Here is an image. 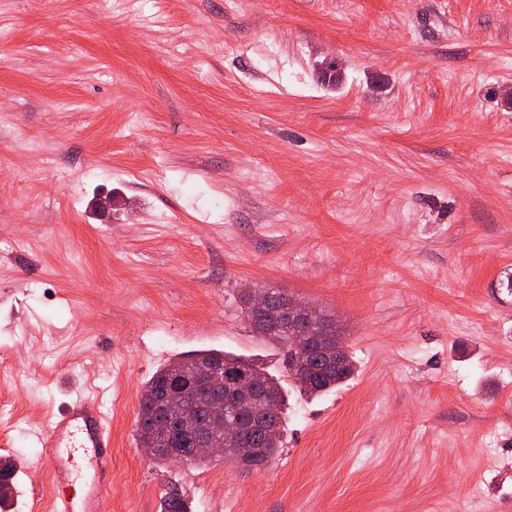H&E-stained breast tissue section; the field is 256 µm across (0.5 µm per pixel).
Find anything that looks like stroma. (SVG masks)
<instances>
[{
  "instance_id": "stroma-1",
  "label": "stroma",
  "mask_w": 512,
  "mask_h": 512,
  "mask_svg": "<svg viewBox=\"0 0 512 512\" xmlns=\"http://www.w3.org/2000/svg\"><path fill=\"white\" fill-rule=\"evenodd\" d=\"M248 288L333 316L355 378L300 394ZM208 350L282 385L266 465L143 453L145 383ZM77 391L98 512H512V0H0L6 512H49ZM38 439L43 448L42 465L52 475L58 489L51 511L96 512L112 463L106 449L111 430L98 402L81 392L76 393L65 409L38 435ZM79 461L87 462L86 488L80 497L68 496L65 488L71 482Z\"/></svg>"
}]
</instances>
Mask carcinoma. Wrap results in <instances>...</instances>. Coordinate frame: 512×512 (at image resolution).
<instances>
[{"mask_svg": "<svg viewBox=\"0 0 512 512\" xmlns=\"http://www.w3.org/2000/svg\"><path fill=\"white\" fill-rule=\"evenodd\" d=\"M252 297L250 289L242 292L240 297L242 311L252 332L280 346L288 374L307 397H320L356 374L357 366L344 346V334L334 319L319 314V323L308 330L306 337L284 317L281 305L288 304V297L267 307L256 305ZM213 366L224 368V381L203 387L186 386L181 405L167 406L166 398L175 380L190 381L200 368ZM242 374L254 376L268 386L274 411L267 410V398L261 394L240 402L238 413L229 419L227 433L217 444L224 448L226 460L232 459L235 452L232 443L236 440L256 449L255 461L268 463L282 444L281 390L257 366L217 351H204L174 361L148 381L137 419V437L141 446L160 449L154 457L159 462L206 460L197 448L210 418L211 400L231 390L228 381ZM162 512H190V506L178 490L171 489L164 496Z\"/></svg>", "mask_w": 512, "mask_h": 512, "instance_id": "1", "label": "carcinoma"}]
</instances>
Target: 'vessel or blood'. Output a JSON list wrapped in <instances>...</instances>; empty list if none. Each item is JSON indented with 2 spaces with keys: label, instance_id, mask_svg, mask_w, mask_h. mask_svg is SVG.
I'll list each match as a JSON object with an SVG mask.
<instances>
[{
  "label": "vessel or blood",
  "instance_id": "vessel-or-blood-1",
  "mask_svg": "<svg viewBox=\"0 0 512 512\" xmlns=\"http://www.w3.org/2000/svg\"><path fill=\"white\" fill-rule=\"evenodd\" d=\"M38 439L43 448L42 465L57 487L51 512H96L112 463L107 451L111 430L98 402L75 394ZM82 461L87 464L88 479L83 494L77 497L67 494L66 487Z\"/></svg>",
  "mask_w": 512,
  "mask_h": 512
}]
</instances>
